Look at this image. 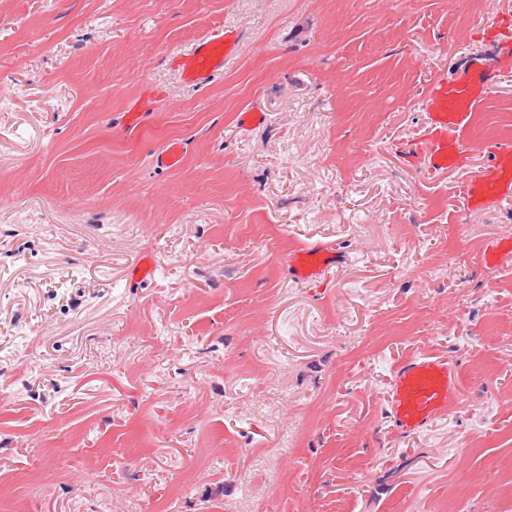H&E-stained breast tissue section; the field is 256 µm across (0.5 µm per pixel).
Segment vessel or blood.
<instances>
[{"label":"vessel or blood","mask_w":512,"mask_h":512,"mask_svg":"<svg viewBox=\"0 0 512 512\" xmlns=\"http://www.w3.org/2000/svg\"><path fill=\"white\" fill-rule=\"evenodd\" d=\"M240 42L234 29L201 38L178 63L182 77L190 84L206 85L223 73L225 59L238 52ZM487 90L480 71L455 84L434 82L423 101L430 119L427 136L410 145L409 155L438 173L467 166L471 155L467 131ZM484 155L485 163L463 188L464 204L473 213L512 194V144H495ZM346 260L335 243L320 242L291 253L288 265L298 280L308 281ZM458 385V375L448 359L421 352L397 364L392 370L387 411L398 432L414 433L434 419L452 414L461 403Z\"/></svg>","instance_id":"obj_1"}]
</instances>
